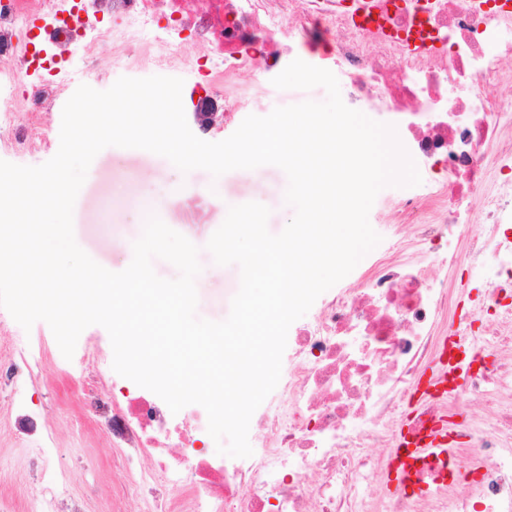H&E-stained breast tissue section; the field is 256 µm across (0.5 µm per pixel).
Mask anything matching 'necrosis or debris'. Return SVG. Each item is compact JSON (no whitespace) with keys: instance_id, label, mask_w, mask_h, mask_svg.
<instances>
[{"instance_id":"necrosis-or-debris-1","label":"necrosis or debris","mask_w":512,"mask_h":512,"mask_svg":"<svg viewBox=\"0 0 512 512\" xmlns=\"http://www.w3.org/2000/svg\"><path fill=\"white\" fill-rule=\"evenodd\" d=\"M365 23H355L354 0H212L197 15L194 0H112L151 41L182 32L211 40L225 85L267 59L275 39L332 40L336 64L357 109L378 112L405 130L403 145L420 174L441 172L427 197L387 202L395 223H421L420 248L376 258L357 288L330 293L311 320L289 339L282 399L257 415L250 457L216 459L194 453L205 411L176 417L150 391L88 397L108 432L113 461L128 468L121 512H512V108L499 89L512 90V7L494 0H367ZM61 22V0H0V56L18 53L17 29L33 14ZM495 156L494 167L484 162ZM480 230L466 250L450 245L463 214ZM467 263L485 283L484 309L495 323L472 334L475 356L500 359L469 371L441 393H420L424 368L447 347L445 322L461 300L430 280L427 266ZM496 408L495 420L456 424L446 459H427L425 495L389 491L372 500L369 483L389 462L369 456V443L397 444L401 421L422 431L451 420L460 394ZM13 436L33 442L37 488L30 512H88L65 470L49 466L54 439L26 400L13 396ZM469 478L452 479L459 451ZM149 468L133 472L136 459Z\"/></svg>"}]
</instances>
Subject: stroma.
Here are the masks:
<instances>
[{
    "label": "stroma",
    "instance_id": "35a3bbf8",
    "mask_svg": "<svg viewBox=\"0 0 512 512\" xmlns=\"http://www.w3.org/2000/svg\"><path fill=\"white\" fill-rule=\"evenodd\" d=\"M104 24L112 37L96 51H89L84 38L72 35L61 43H48L47 54L58 61L61 72L49 76L44 70L16 59L0 60V70L14 74L11 83L0 84V95L25 98L21 112L0 114V160L18 165L37 166L51 159L60 145L62 110L79 85L103 91L123 76L144 78L163 75L182 78V103L188 125L199 138L217 142L228 138L246 114H269L275 107L306 100L321 102L323 88L308 91L280 90L272 80L278 68L260 66L236 82L248 91L251 104L247 112L224 111L223 94L202 91L203 65L212 55L207 43L182 34L174 47L144 40L130 21L105 14ZM176 56L178 65L168 63ZM48 85L50 96L44 104L31 101L33 87ZM213 115L211 125L197 120L199 111ZM285 173L265 165L252 170H233L221 178L194 170L182 173L168 159L141 149L108 147L93 160L74 206V234L78 245L98 264L118 272L133 257V244L143 226L137 212L142 196L159 199V216L172 229L186 236L199 249L202 270L196 279L197 314L213 321L224 320L240 287L237 265L219 266L206 249L212 234L224 221L231 202H259L271 210L268 229L280 233L292 215L283 203ZM35 345L41 351L40 382L18 380L15 390L38 412L59 450L55 466L66 469L77 495L90 498V512H113L112 489L125 483L123 469L112 464V449L107 437L94 425L86 384L109 383L111 361L74 354L61 362L57 342L47 323L36 322L24 329L8 311L0 308V355L6 344ZM11 403L0 388V495L15 490L16 475L25 473V457L9 437Z\"/></svg>",
    "mask_w": 512,
    "mask_h": 512
}]
</instances>
